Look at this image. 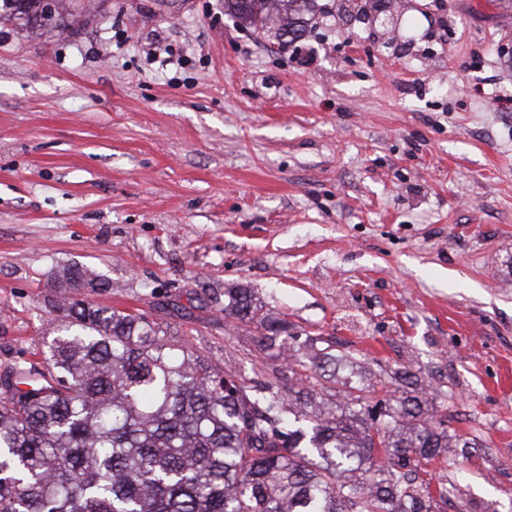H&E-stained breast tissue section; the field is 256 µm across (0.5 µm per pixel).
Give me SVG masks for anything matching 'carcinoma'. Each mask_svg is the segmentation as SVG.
Instances as JSON below:
<instances>
[{
    "label": "carcinoma",
    "mask_w": 512,
    "mask_h": 512,
    "mask_svg": "<svg viewBox=\"0 0 512 512\" xmlns=\"http://www.w3.org/2000/svg\"><path fill=\"white\" fill-rule=\"evenodd\" d=\"M316 0H224L256 32ZM49 0H0V20L42 24ZM63 315L42 365L0 374V512H433L448 489L412 462L449 447L448 430L415 396L367 402L340 380L318 340L309 362L261 313L248 288H227L224 310L259 322L306 373L304 400L210 368L182 338L146 317L86 296L108 284L77 264L56 274ZM359 471L365 483L353 480Z\"/></svg>",
    "instance_id": "1"
}]
</instances>
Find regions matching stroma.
<instances>
[{"mask_svg": "<svg viewBox=\"0 0 512 512\" xmlns=\"http://www.w3.org/2000/svg\"><path fill=\"white\" fill-rule=\"evenodd\" d=\"M387 38L318 0L292 47L224 0H72L0 21V371L39 360L56 268L287 389L289 335L356 359L370 402L427 387L442 512H512V0H390Z\"/></svg>", "mask_w": 512, "mask_h": 512, "instance_id": "stroma-1", "label": "stroma"}]
</instances>
